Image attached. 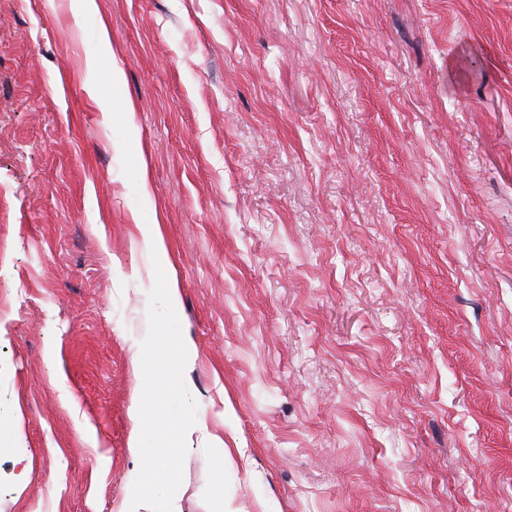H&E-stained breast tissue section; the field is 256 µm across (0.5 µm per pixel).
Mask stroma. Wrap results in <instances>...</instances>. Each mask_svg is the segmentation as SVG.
<instances>
[{
    "label": "stroma",
    "mask_w": 512,
    "mask_h": 512,
    "mask_svg": "<svg viewBox=\"0 0 512 512\" xmlns=\"http://www.w3.org/2000/svg\"><path fill=\"white\" fill-rule=\"evenodd\" d=\"M153 222L181 512H512V0H0V512H127Z\"/></svg>",
    "instance_id": "stroma-1"
}]
</instances>
